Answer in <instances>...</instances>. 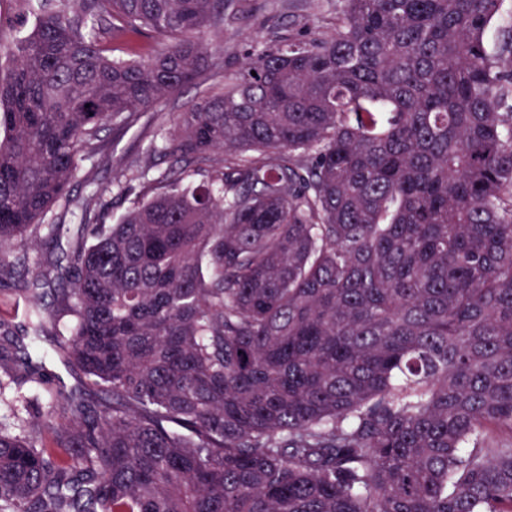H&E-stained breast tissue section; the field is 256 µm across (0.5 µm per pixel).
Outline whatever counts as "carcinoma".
<instances>
[{"instance_id": "1", "label": "carcinoma", "mask_w": 512, "mask_h": 512, "mask_svg": "<svg viewBox=\"0 0 512 512\" xmlns=\"http://www.w3.org/2000/svg\"><path fill=\"white\" fill-rule=\"evenodd\" d=\"M503 0H344L178 114L181 163L67 257L87 378L34 431L0 379V512H512ZM226 0H37L0 57V258L100 137L219 68ZM162 51L112 58L102 29ZM510 29H512V0H503L499 13L486 33L488 50L495 52L503 31Z\"/></svg>"}]
</instances>
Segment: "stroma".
Instances as JSON below:
<instances>
[{"label":"stroma","instance_id":"1","mask_svg":"<svg viewBox=\"0 0 512 512\" xmlns=\"http://www.w3.org/2000/svg\"><path fill=\"white\" fill-rule=\"evenodd\" d=\"M342 8L343 0H249L247 12L225 20L217 40L223 73L202 75L194 85L156 106L154 121L140 123L127 131L105 128L102 136L112 153V161L90 166L87 177L77 178L72 183V197L84 199L95 185L108 187L112 190V211L121 213L143 194L144 182L133 178V171L143 169L148 177L154 178L170 164L169 158L150 157V146L162 144L178 114L186 111L202 91H223L227 75L237 70L243 58L247 36H254L264 46L280 36L301 34L310 39L328 35L335 29ZM31 24L28 0H0V50L7 49L17 37L26 34ZM126 167L131 168V175L121 176V169ZM30 238L29 245L0 258V321L9 324L13 341L19 345L28 341L23 331L27 302L20 293L21 288L70 246L67 239L49 238L43 227L32 230ZM54 344L51 336L41 344L46 356L39 370V382L20 380L6 389L7 397L14 400L20 417L25 420L36 421L51 409V392L58 384L70 388L85 384L81 372L68 371L48 358L47 353Z\"/></svg>","mask_w":512,"mask_h":512}]
</instances>
